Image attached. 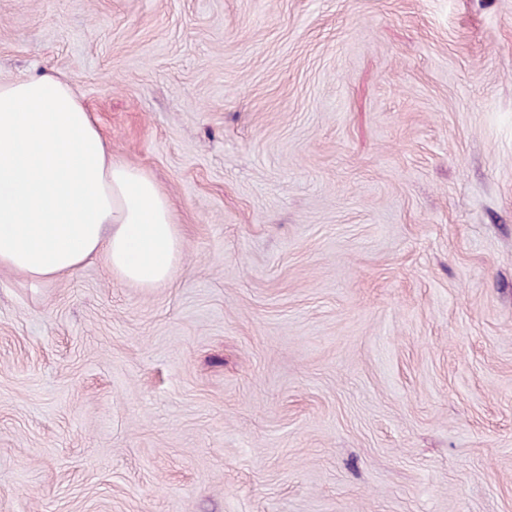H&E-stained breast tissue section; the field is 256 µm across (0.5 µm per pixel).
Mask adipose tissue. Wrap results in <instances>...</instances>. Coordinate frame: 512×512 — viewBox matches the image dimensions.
<instances>
[{"label": "adipose tissue", "mask_w": 512, "mask_h": 512, "mask_svg": "<svg viewBox=\"0 0 512 512\" xmlns=\"http://www.w3.org/2000/svg\"><path fill=\"white\" fill-rule=\"evenodd\" d=\"M182 250L168 197L113 156L70 77H0V269L47 282L101 257L151 288Z\"/></svg>", "instance_id": "1"}]
</instances>
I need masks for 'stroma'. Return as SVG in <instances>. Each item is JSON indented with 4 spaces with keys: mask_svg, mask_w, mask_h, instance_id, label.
Wrapping results in <instances>:
<instances>
[{
    "mask_svg": "<svg viewBox=\"0 0 512 512\" xmlns=\"http://www.w3.org/2000/svg\"><path fill=\"white\" fill-rule=\"evenodd\" d=\"M184 237L0 271V512H512V0H0Z\"/></svg>",
    "mask_w": 512,
    "mask_h": 512,
    "instance_id": "1",
    "label": "stroma"
}]
</instances>
